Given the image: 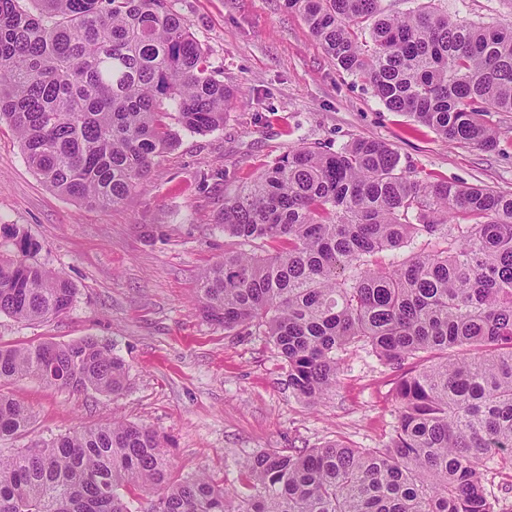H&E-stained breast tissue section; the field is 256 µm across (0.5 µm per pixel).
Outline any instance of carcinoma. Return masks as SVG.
Wrapping results in <instances>:
<instances>
[{"mask_svg":"<svg viewBox=\"0 0 512 512\" xmlns=\"http://www.w3.org/2000/svg\"><path fill=\"white\" fill-rule=\"evenodd\" d=\"M285 2L387 109L447 141L495 147L482 116L512 112V24L460 20L448 0H406L394 13L383 0ZM232 104L173 0H0V123L62 196L122 204L175 146L168 107L203 133L224 126ZM399 163L370 139L275 158L224 195L216 223L279 248L226 252L197 288L224 329H263L294 394L313 405L354 343L393 367L425 358L398 383L387 445L258 452L242 464L250 493L232 495L204 472L171 481L165 439L114 420L0 454V512H132L130 485L156 494L147 512H496L481 462L512 467V193ZM3 238L0 315L67 312L75 288L34 261L40 243L15 229ZM402 248V262L385 260ZM27 376L115 398L129 369L93 338L0 345V387ZM31 420L0 391V439Z\"/></svg>","mask_w":512,"mask_h":512,"instance_id":"1","label":"carcinoma"}]
</instances>
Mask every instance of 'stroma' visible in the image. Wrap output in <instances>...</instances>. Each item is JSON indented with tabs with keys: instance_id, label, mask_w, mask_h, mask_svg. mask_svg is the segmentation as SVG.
I'll use <instances>...</instances> for the list:
<instances>
[{
	"instance_id": "1",
	"label": "stroma",
	"mask_w": 512,
	"mask_h": 512,
	"mask_svg": "<svg viewBox=\"0 0 512 512\" xmlns=\"http://www.w3.org/2000/svg\"><path fill=\"white\" fill-rule=\"evenodd\" d=\"M175 8L238 99L211 132L187 131L167 117L177 146L120 206L94 208L51 190L14 131L0 125V227L40 242L37 261L76 289L58 317L21 323L0 315V343L91 337L129 368V386L116 399L35 377L6 385L33 421L29 432L0 439V449L117 418L165 437L172 479L204 471L216 485L242 491L240 464L261 451L387 443L402 372L370 347L351 348L335 388L312 405L294 395L267 337L235 336L203 315L199 276L237 247L215 224L225 194L298 146L336 148L361 138L386 142L418 176L511 193L512 112L484 115L498 132L494 149L451 143L388 110L336 67L284 0H175Z\"/></svg>"
}]
</instances>
